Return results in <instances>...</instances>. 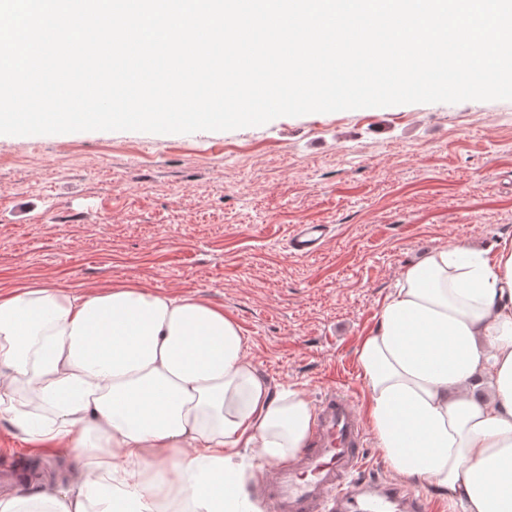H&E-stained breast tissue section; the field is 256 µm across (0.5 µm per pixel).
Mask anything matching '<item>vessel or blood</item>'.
Listing matches in <instances>:
<instances>
[{"label": "vessel or blood", "mask_w": 512, "mask_h": 512, "mask_svg": "<svg viewBox=\"0 0 512 512\" xmlns=\"http://www.w3.org/2000/svg\"><path fill=\"white\" fill-rule=\"evenodd\" d=\"M327 235L323 224L294 225L290 250L308 256ZM363 423L352 400L328 389L316 407L313 434L296 459L277 464L261 484L271 512H431L432 504L401 484L366 473Z\"/></svg>", "instance_id": "obj_1"}]
</instances>
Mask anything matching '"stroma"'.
Returning <instances> with one entry per match:
<instances>
[{"mask_svg":"<svg viewBox=\"0 0 512 512\" xmlns=\"http://www.w3.org/2000/svg\"><path fill=\"white\" fill-rule=\"evenodd\" d=\"M296 224L322 247L286 248ZM512 245V101L403 104L232 131L0 135V294L24 281L197 296L239 325L272 390L366 407L357 349L408 266ZM71 476L0 419V450ZM326 224H296L288 236L289 249L299 256H308L319 250L327 235Z\"/></svg>","mask_w":512,"mask_h":512,"instance_id":"obj_1","label":"stroma"}]
</instances>
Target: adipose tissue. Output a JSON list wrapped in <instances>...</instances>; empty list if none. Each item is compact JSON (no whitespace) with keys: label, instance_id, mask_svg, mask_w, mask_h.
<instances>
[{"label":"adipose tissue","instance_id":"adipose-tissue-1","mask_svg":"<svg viewBox=\"0 0 512 512\" xmlns=\"http://www.w3.org/2000/svg\"><path fill=\"white\" fill-rule=\"evenodd\" d=\"M357 359L400 475L448 512H512L511 246L443 245L407 267ZM0 417L76 464L0 512H261L241 449L293 457L313 412L270 389L238 324L202 299L24 282L0 296Z\"/></svg>","mask_w":512,"mask_h":512}]
</instances>
